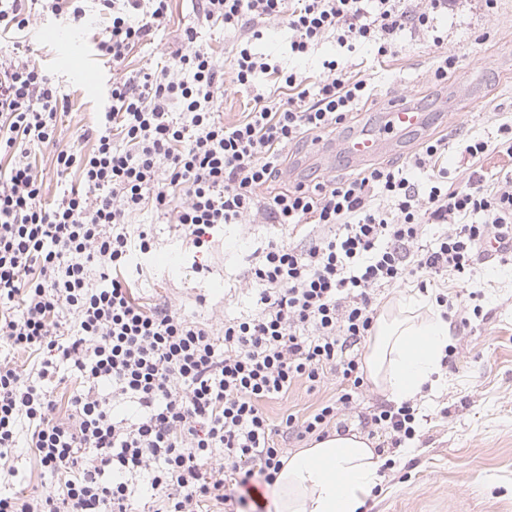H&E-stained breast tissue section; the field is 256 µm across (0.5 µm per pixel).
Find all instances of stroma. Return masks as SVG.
Masks as SVG:
<instances>
[{"label": "stroma", "instance_id": "35a3bbf8", "mask_svg": "<svg viewBox=\"0 0 512 512\" xmlns=\"http://www.w3.org/2000/svg\"><path fill=\"white\" fill-rule=\"evenodd\" d=\"M172 11L170 24L154 42L130 54L128 70L158 61L182 30L193 25L190 0H174ZM434 24L432 33L405 30L392 54L379 59L370 47L349 53L326 40L300 68L310 81H317V59L333 54L345 62L349 75L371 79L375 94L361 107L359 128L378 124L396 100H408L429 112L424 133L403 138L398 149L380 156V163L407 164L428 133L448 140L449 188H465L478 177L485 186H493L512 170V153L494 150L473 159L464 143L498 142L500 125L512 122V0H498L491 12L484 0H450L447 14L438 16ZM61 32L81 42L80 56L63 60L56 41ZM436 34L442 36V45L434 44ZM202 36L225 63L224 121L236 123L255 92L268 91L269 86L264 83L254 90L236 84L232 63L239 33L215 29L203 31ZM28 41L35 62L54 77L70 102L71 110L57 130L59 143L80 147L79 134L101 111L112 73L97 56L89 32L72 29L65 19L37 22ZM443 53L455 57L456 67L450 70L447 85L440 86L432 70ZM88 67L97 74L89 88L75 79L78 70ZM347 132L341 125L325 131L321 143L326 152L318 158L312 153V142L290 145L293 159L305 162L298 180L311 186L320 178L355 175L358 165L332 148ZM156 225L153 271L145 289L201 321L209 319L215 307L229 318L251 313L254 306L245 283L268 242L300 241L285 226L228 224L202 257L204 272L197 274L186 266H173L181 243L167 225ZM438 287L452 299L463 300L469 291L478 292L481 313L466 325L451 318L448 359L441 364L433 387L413 399L418 431L397 454L385 482L367 498L364 512H512V260L480 258L470 285L446 276L439 279ZM340 389L333 376L315 387L301 381L286 398L265 402L262 408L275 423L289 412L302 418L319 404L336 399Z\"/></svg>", "mask_w": 512, "mask_h": 512}]
</instances>
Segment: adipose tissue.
Listing matches in <instances>:
<instances>
[{"instance_id": "ef3b65f1", "label": "adipose tissue", "mask_w": 512, "mask_h": 512, "mask_svg": "<svg viewBox=\"0 0 512 512\" xmlns=\"http://www.w3.org/2000/svg\"><path fill=\"white\" fill-rule=\"evenodd\" d=\"M451 339L438 308L414 297L389 303L379 314L362 355L371 385L401 402L419 394L438 371ZM383 459L359 432H332L289 452L271 488L274 512H363L381 485Z\"/></svg>"}]
</instances>
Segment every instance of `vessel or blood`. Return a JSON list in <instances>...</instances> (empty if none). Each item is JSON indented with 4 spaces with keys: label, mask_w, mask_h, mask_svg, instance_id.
<instances>
[{
    "label": "vessel or blood",
    "mask_w": 512,
    "mask_h": 512,
    "mask_svg": "<svg viewBox=\"0 0 512 512\" xmlns=\"http://www.w3.org/2000/svg\"><path fill=\"white\" fill-rule=\"evenodd\" d=\"M393 132L392 138H385L382 132L366 131L344 136L339 141L341 153L350 161L361 163L383 155L394 147L395 136L417 132L427 121V113L411 107L404 102H394L385 115Z\"/></svg>",
    "instance_id": "1"
}]
</instances>
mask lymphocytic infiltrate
<instances>
[{
	"label": "lymphocytic infiltrate",
	"mask_w": 512,
	"mask_h": 512,
	"mask_svg": "<svg viewBox=\"0 0 512 512\" xmlns=\"http://www.w3.org/2000/svg\"><path fill=\"white\" fill-rule=\"evenodd\" d=\"M93 38L114 72L101 117L84 129L87 150L58 146L69 103L32 62L27 31L52 15L82 25V0H0V473L15 476L17 449L33 453L52 491H0V512H244L253 481L272 484L287 454L281 441L345 431L341 417L362 393L356 350L377 319L375 296L411 277H467L478 247L512 250V175L449 190L448 142H422L412 169L374 165L355 177L271 191L288 174V144L354 117L373 86L333 58L308 82L257 52L263 30L286 26L288 55L308 57L324 38L354 51L391 53L409 28H430L448 0L423 9L405 0H198L163 63L123 75L129 53L171 20V0H97ZM242 34L238 85L272 79L281 96L255 95L242 120L224 122V63L200 27ZM52 148L58 175L77 180L46 200L37 158ZM428 169L427 188L412 170ZM269 195H261V188ZM150 209L186 251L206 252L228 224L325 227L306 243L269 242L247 283L255 312L225 318L215 334L170 302H150ZM458 224H449V217ZM449 224L425 244L423 228ZM337 376L343 388L305 419L272 424L265 401L299 381ZM76 388L67 401L57 390ZM410 402L365 417L389 450L413 440Z\"/></svg>",
	"instance_id": "lymphocytic-infiltrate-1"
}]
</instances>
